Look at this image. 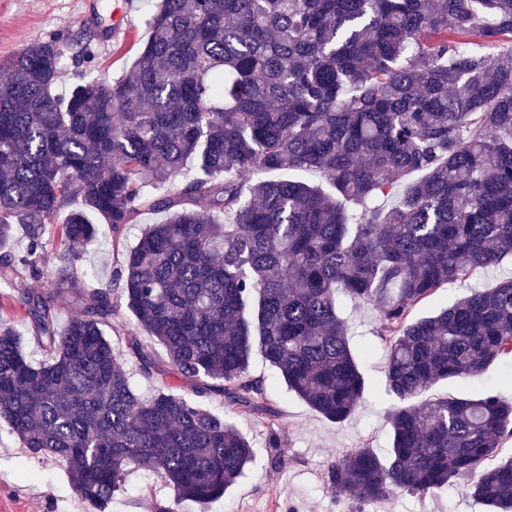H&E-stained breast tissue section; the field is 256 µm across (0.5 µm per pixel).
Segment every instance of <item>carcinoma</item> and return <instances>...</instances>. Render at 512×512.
I'll return each instance as SVG.
<instances>
[{
  "label": "carcinoma",
  "instance_id": "obj_1",
  "mask_svg": "<svg viewBox=\"0 0 512 512\" xmlns=\"http://www.w3.org/2000/svg\"><path fill=\"white\" fill-rule=\"evenodd\" d=\"M147 24L127 79L60 95L55 36L0 79V282L49 263L57 285L21 298L42 359L0 319V425L65 461L89 512L133 469L212 505L254 452L200 400L268 410L254 355L336 424L361 404L345 294L378 314L391 448L334 456L327 491L357 504L461 486L512 512V401L482 385L512 358V281L412 316L512 254V0H156ZM144 211L168 217L122 254L120 294L89 286L73 244L115 242ZM65 294L77 315L62 327ZM122 307L136 327L120 353L106 330ZM448 379L479 393L418 402Z\"/></svg>",
  "mask_w": 512,
  "mask_h": 512
}]
</instances>
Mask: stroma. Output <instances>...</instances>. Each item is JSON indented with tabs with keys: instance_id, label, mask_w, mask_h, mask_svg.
I'll use <instances>...</instances> for the list:
<instances>
[{
	"instance_id": "stroma-1",
	"label": "stroma",
	"mask_w": 512,
	"mask_h": 512,
	"mask_svg": "<svg viewBox=\"0 0 512 512\" xmlns=\"http://www.w3.org/2000/svg\"><path fill=\"white\" fill-rule=\"evenodd\" d=\"M155 0H0V77L7 61L30 42L54 35L80 33V45H65L61 89L81 75L109 79L126 76L145 39V19ZM122 25L125 36L105 45L100 35L110 25ZM512 279V258L490 269L476 270L462 282L440 290L413 314L433 313L473 288H490ZM50 270L27 275L0 288V317L13 320L25 350L34 347L22 322V296L34 289L53 290ZM342 315L352 349L362 356L366 401L349 420L336 424L311 410L262 360L253 357L251 372L263 378L270 405L281 414L277 437H270L262 418H234V425L253 445L255 460L246 475L213 505L210 512H342L323 486L331 456L367 444L386 453L390 442L383 411L389 401L384 382V344L376 312L341 297ZM174 492L157 474L135 472L111 512H159L173 507ZM0 512H88L75 494L66 469L57 460L30 456L20 440L0 429ZM362 512H485L462 487L434 496L398 493L363 505Z\"/></svg>"
}]
</instances>
